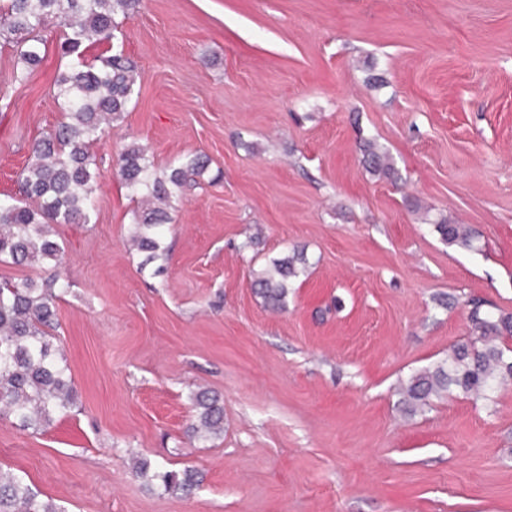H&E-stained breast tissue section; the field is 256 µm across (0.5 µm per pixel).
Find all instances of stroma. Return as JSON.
Returning <instances> with one entry per match:
<instances>
[{"label":"stroma","mask_w":512,"mask_h":512,"mask_svg":"<svg viewBox=\"0 0 512 512\" xmlns=\"http://www.w3.org/2000/svg\"><path fill=\"white\" fill-rule=\"evenodd\" d=\"M119 48L139 78L90 147L95 215L54 225L62 264L0 262L69 283L52 342L76 405L38 431L0 418V467L65 512H512V383L412 416L396 394L465 340L462 299L512 313V0H141L86 55ZM15 65L0 49V193L61 112L56 49ZM366 140L398 180L366 171ZM131 143L161 171L208 159L155 265L127 243ZM442 215L475 250L440 241ZM293 251L306 271L270 310L254 274ZM201 391L224 403L208 441ZM140 456L200 483L166 492ZM197 419L188 432L198 440L206 441L224 432V407L216 396L198 392L194 397Z\"/></svg>","instance_id":"stroma-1"}]
</instances>
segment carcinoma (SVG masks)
<instances>
[{
	"instance_id": "carcinoma-1",
	"label": "carcinoma",
	"mask_w": 512,
	"mask_h": 512,
	"mask_svg": "<svg viewBox=\"0 0 512 512\" xmlns=\"http://www.w3.org/2000/svg\"><path fill=\"white\" fill-rule=\"evenodd\" d=\"M139 0H0V40L15 48L21 69L14 81H24L44 59L49 27L60 32L58 54L66 59L56 78L55 95L62 101V119L52 133L33 141L22 170L20 194H0V261L35 265L60 263L64 249L53 238L51 225L90 223L96 211L97 164L90 153L113 122L124 117L135 93L136 66L123 51L99 55L90 62L85 44L113 38L116 17L129 16ZM366 169L391 178L395 168L386 150L368 141L363 146ZM207 160L189 156L163 173L157 172L145 148L130 145L117 155V175L139 198L133 215L131 242L148 253L147 261L163 256L161 239L169 211L177 208L179 192L198 183ZM442 242L473 248L472 229L443 216L434 222ZM303 256L286 254L255 274L256 293L272 309L285 304L289 283L303 272ZM69 284L55 278L19 283L0 282V415L23 429L38 431L75 404L73 381L63 350L53 346L56 303ZM467 339L448 357L413 372L400 383L398 394L406 413L430 406L454 387L476 398H488L494 388L512 380V314L482 310L483 301L469 300ZM197 419L188 432L206 441L224 432V407L206 391L194 397ZM134 472L161 482L164 490L188 494L195 474L162 471L146 458L132 461ZM0 512H65L43 499L17 474L0 468Z\"/></svg>"
}]
</instances>
